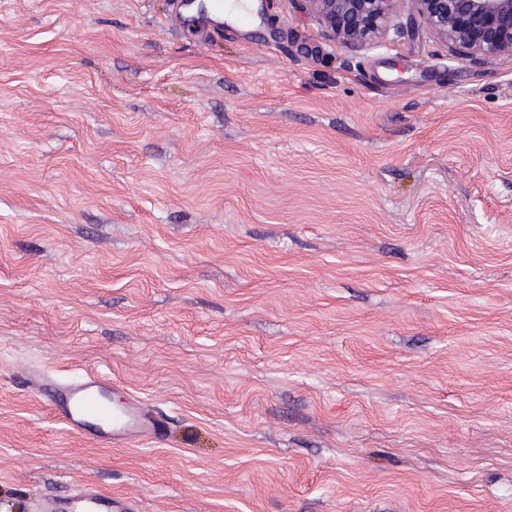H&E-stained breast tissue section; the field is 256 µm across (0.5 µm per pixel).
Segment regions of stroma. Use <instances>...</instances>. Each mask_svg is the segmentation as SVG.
<instances>
[{
    "label": "stroma",
    "mask_w": 512,
    "mask_h": 512,
    "mask_svg": "<svg viewBox=\"0 0 512 512\" xmlns=\"http://www.w3.org/2000/svg\"><path fill=\"white\" fill-rule=\"evenodd\" d=\"M254 9L0 0V512H512V57ZM30 369L164 439L72 433ZM240 2L241 0H210V19L213 25V30L216 32L223 31V19L224 16L234 20L236 23L246 27H257L261 24V21H257L255 13L251 11V8H247L244 5H240L235 8H228V2ZM92 508L97 512H138L131 498H116L100 493L90 486L77 489L71 495L42 502L35 510L42 512H84Z\"/></svg>",
    "instance_id": "1"
}]
</instances>
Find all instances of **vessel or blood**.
I'll list each match as a JSON object with an SVG mask.
<instances>
[{
  "instance_id": "obj_1",
  "label": "vessel or blood",
  "mask_w": 512,
  "mask_h": 512,
  "mask_svg": "<svg viewBox=\"0 0 512 512\" xmlns=\"http://www.w3.org/2000/svg\"><path fill=\"white\" fill-rule=\"evenodd\" d=\"M210 19L214 31H222L224 19H232L246 27H257L258 21L246 6L228 7L226 0H210ZM107 379L88 373L79 379L59 383L47 376L35 378V388L46 399L54 416L70 430L82 432L96 427L101 443L130 446L163 438L165 422L146 409L142 400L131 397L123 408L107 409L102 395ZM41 512H138L134 500L116 498L84 486L71 495L46 501Z\"/></svg>"
}]
</instances>
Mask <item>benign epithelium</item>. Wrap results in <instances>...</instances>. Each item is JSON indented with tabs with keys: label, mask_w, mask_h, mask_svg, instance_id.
<instances>
[{
	"label": "benign epithelium",
	"mask_w": 512,
	"mask_h": 512,
	"mask_svg": "<svg viewBox=\"0 0 512 512\" xmlns=\"http://www.w3.org/2000/svg\"><path fill=\"white\" fill-rule=\"evenodd\" d=\"M328 35L353 49L399 37L402 0H305ZM410 24L422 26L470 56L512 57V0H409Z\"/></svg>",
	"instance_id": "benign-epithelium-1"
}]
</instances>
